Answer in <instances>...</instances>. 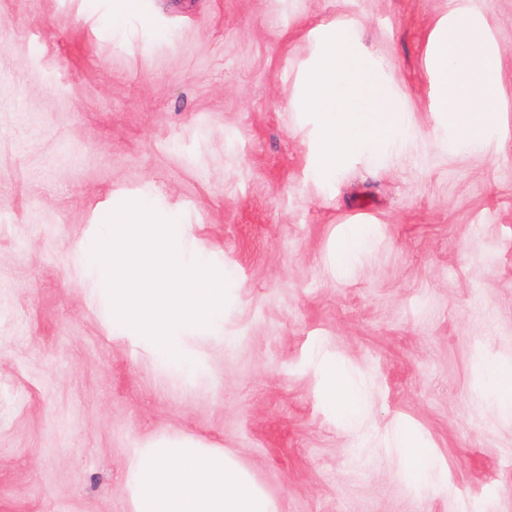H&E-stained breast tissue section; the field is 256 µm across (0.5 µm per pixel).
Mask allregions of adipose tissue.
<instances>
[{"mask_svg":"<svg viewBox=\"0 0 512 512\" xmlns=\"http://www.w3.org/2000/svg\"><path fill=\"white\" fill-rule=\"evenodd\" d=\"M433 62L436 111L458 143L478 144L493 123L498 68L474 15H453L434 44ZM324 392L349 426L368 410L364 391L349 383L343 368H326ZM399 448L412 484L435 471L433 457L412 431H401ZM125 484L133 512H278L234 457L186 440L161 439L134 449Z\"/></svg>","mask_w":512,"mask_h":512,"instance_id":"adipose-tissue-1","label":"adipose tissue"}]
</instances>
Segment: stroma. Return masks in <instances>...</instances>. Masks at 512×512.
Here are the masks:
<instances>
[{"label": "stroma", "mask_w": 512, "mask_h": 512, "mask_svg": "<svg viewBox=\"0 0 512 512\" xmlns=\"http://www.w3.org/2000/svg\"><path fill=\"white\" fill-rule=\"evenodd\" d=\"M121 6L0 0V512H132L128 454L160 436L235 453L279 512H512V416L482 390L512 364V0H137L116 35ZM458 10L500 64L476 150L432 110ZM328 24L412 129L321 188L300 97ZM146 185L238 282L223 335L187 337L189 377L112 334L72 271L97 210ZM351 224L372 245L339 276ZM328 359L367 386L357 429L323 399ZM404 428L439 471L416 487Z\"/></svg>", "instance_id": "obj_1"}]
</instances>
